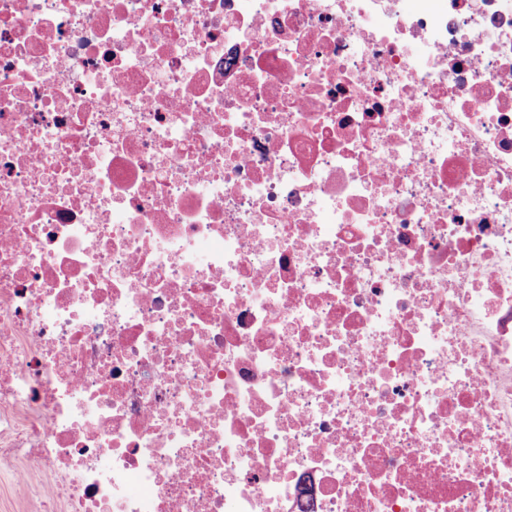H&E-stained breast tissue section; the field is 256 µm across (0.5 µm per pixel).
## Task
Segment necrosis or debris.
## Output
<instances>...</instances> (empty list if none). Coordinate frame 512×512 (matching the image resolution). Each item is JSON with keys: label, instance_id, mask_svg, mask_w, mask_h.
<instances>
[{"label": "necrosis or debris", "instance_id": "1", "mask_svg": "<svg viewBox=\"0 0 512 512\" xmlns=\"http://www.w3.org/2000/svg\"><path fill=\"white\" fill-rule=\"evenodd\" d=\"M2 467L512 512V0H0Z\"/></svg>", "mask_w": 512, "mask_h": 512}]
</instances>
